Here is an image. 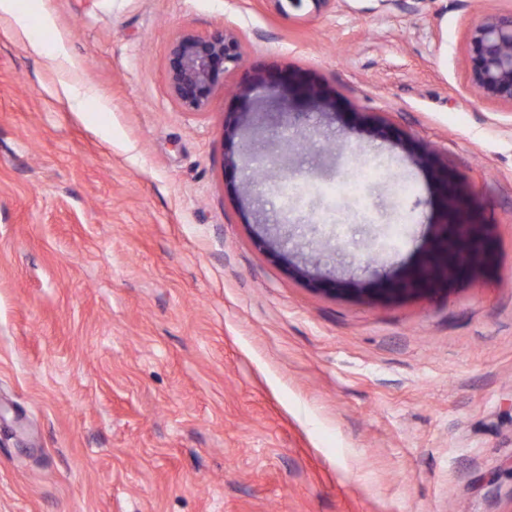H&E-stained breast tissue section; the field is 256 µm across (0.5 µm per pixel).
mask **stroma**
Listing matches in <instances>:
<instances>
[{
  "instance_id": "stroma-1",
  "label": "stroma",
  "mask_w": 512,
  "mask_h": 512,
  "mask_svg": "<svg viewBox=\"0 0 512 512\" xmlns=\"http://www.w3.org/2000/svg\"><path fill=\"white\" fill-rule=\"evenodd\" d=\"M510 11L0 12V512H512V105L466 40ZM224 26L243 64L182 111L171 43ZM287 71L323 104L269 94ZM426 148L497 261L384 298L438 218Z\"/></svg>"
}]
</instances>
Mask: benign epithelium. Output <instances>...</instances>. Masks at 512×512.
Listing matches in <instances>:
<instances>
[{
    "label": "benign epithelium",
    "mask_w": 512,
    "mask_h": 512,
    "mask_svg": "<svg viewBox=\"0 0 512 512\" xmlns=\"http://www.w3.org/2000/svg\"><path fill=\"white\" fill-rule=\"evenodd\" d=\"M467 43L472 86L488 99L512 104V13L483 17L469 29ZM241 60L239 37L230 27L210 33H182L172 43L168 61L174 101L185 112L205 111L226 67L235 68ZM287 83L294 85L301 97L319 98L317 87L295 85L291 75L270 80L267 87L277 89ZM441 186L444 217L433 224L435 232L422 258L403 277L384 283L379 292L387 296L425 293L494 267L497 241L487 225L472 220L473 204L462 181L446 174Z\"/></svg>",
    "instance_id": "1"
}]
</instances>
